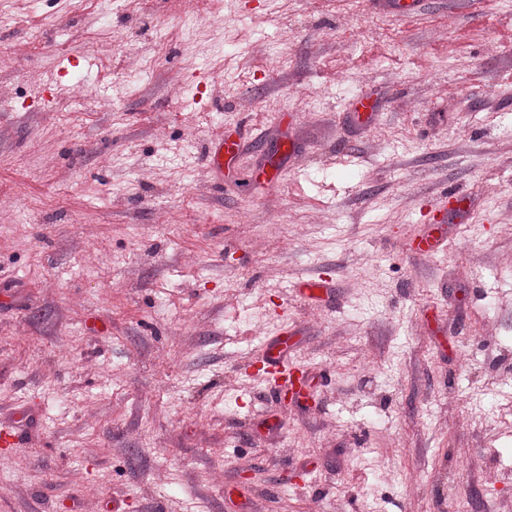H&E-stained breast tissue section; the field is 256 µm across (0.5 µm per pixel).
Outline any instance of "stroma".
Wrapping results in <instances>:
<instances>
[{
    "label": "stroma",
    "mask_w": 512,
    "mask_h": 512,
    "mask_svg": "<svg viewBox=\"0 0 512 512\" xmlns=\"http://www.w3.org/2000/svg\"><path fill=\"white\" fill-rule=\"evenodd\" d=\"M192 2L0 0V512H512V0ZM238 146L235 140H224V137H220L207 146L203 162L208 168L223 169L224 156L232 161L238 152Z\"/></svg>",
    "instance_id": "1"
}]
</instances>
